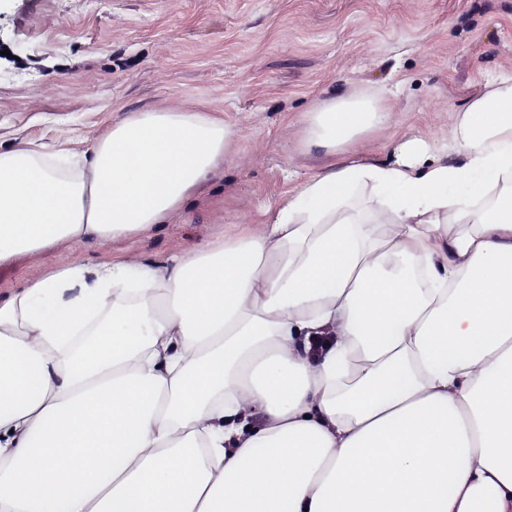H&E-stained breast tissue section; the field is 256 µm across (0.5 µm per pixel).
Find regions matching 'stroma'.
<instances>
[{"mask_svg": "<svg viewBox=\"0 0 512 512\" xmlns=\"http://www.w3.org/2000/svg\"><path fill=\"white\" fill-rule=\"evenodd\" d=\"M512 75V0H0V149L90 139L167 101L201 102L237 133L223 173L182 218L131 242L163 262L211 237L258 227L263 209L334 160L302 149L296 121L324 99L386 93L393 123L367 142L429 140L452 160L453 112ZM87 239L0 267V294L46 260L96 262Z\"/></svg>", "mask_w": 512, "mask_h": 512, "instance_id": "stroma-1", "label": "stroma"}]
</instances>
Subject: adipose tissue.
<instances>
[{
  "instance_id": "1",
  "label": "adipose tissue",
  "mask_w": 512,
  "mask_h": 512,
  "mask_svg": "<svg viewBox=\"0 0 512 512\" xmlns=\"http://www.w3.org/2000/svg\"><path fill=\"white\" fill-rule=\"evenodd\" d=\"M390 119L304 113L347 158L260 230L0 298V512H512V76L455 112L452 161L364 156ZM235 140L172 101L0 152V266L170 222Z\"/></svg>"
}]
</instances>
